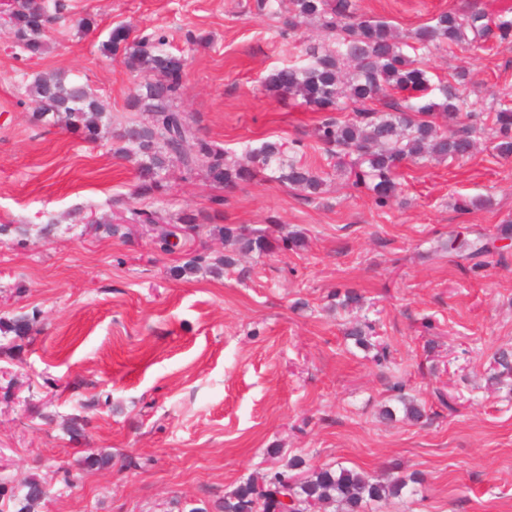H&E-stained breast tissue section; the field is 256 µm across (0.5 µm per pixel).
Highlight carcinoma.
Returning a JSON list of instances; mask_svg holds the SVG:
<instances>
[{"label": "carcinoma", "mask_w": 512, "mask_h": 512, "mask_svg": "<svg viewBox=\"0 0 512 512\" xmlns=\"http://www.w3.org/2000/svg\"><path fill=\"white\" fill-rule=\"evenodd\" d=\"M288 29L307 19L319 21L332 38L318 44L301 42L305 57L301 64L270 70L262 87L278 98H293L326 117L316 128L328 165L347 177L357 190L365 189L375 204L384 207L398 195V169L407 162L422 163L435 157L455 160L468 157L474 141L450 127L472 116L452 90L463 84L467 72L455 71L450 81L435 84L425 66L424 54L443 45L452 46L512 38V19L493 23L477 9L465 14L448 10L431 22L399 39L392 25L357 14L354 0H288ZM51 20L46 0H28L14 10L7 25L14 47L28 60L45 52L44 32ZM166 35L152 32L130 37L124 27L112 30L102 49L120 55L140 81L127 99L134 112H147L150 122L127 121L113 132L115 153L132 161L136 169L133 196L164 201L169 186L167 172L176 166L191 177L199 172L217 187L233 190L268 174L315 199L323 192V171L303 159L301 146L291 142L265 141L245 150L244 159L230 156L220 143L198 134L187 114L180 109L185 60L160 49ZM17 94L37 105L35 122L44 127L61 125L84 140L94 142L105 126L104 108L98 96L80 82L56 71L40 72L22 81ZM384 101L387 110L370 104ZM352 109L354 116L340 120L334 112ZM492 130L500 156H512V104L498 103ZM224 197L211 199L207 210L187 205L176 212L127 205L110 219H96L111 236H123L126 224H156L159 248L174 247L170 237H188L205 224L213 235L234 246L241 255H264L272 240L266 231L224 223ZM450 251L481 254L484 247L458 236L448 238ZM31 321L20 315L0 320V333L23 339ZM490 379L497 382L512 375V350L495 353ZM304 461L291 458L281 468L267 471L256 481L247 479L218 501L220 512H312L336 504L344 512H363L364 505L386 497H399L408 486L405 478L386 477L325 465L303 474ZM44 482L32 476L18 490L0 486V497H8L13 512H33L42 498Z\"/></svg>", "instance_id": "obj_1"}]
</instances>
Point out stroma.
Returning a JSON list of instances; mask_svg holds the SVG:
<instances>
[{"label":"stroma","mask_w":512,"mask_h":512,"mask_svg":"<svg viewBox=\"0 0 512 512\" xmlns=\"http://www.w3.org/2000/svg\"><path fill=\"white\" fill-rule=\"evenodd\" d=\"M358 14L407 31L440 12L479 8L512 19V0H355ZM94 15L91 29L79 27ZM257 0H65L27 61L0 32V318L34 314L26 338L0 334V483L40 477L34 512H212L247 478L288 458L370 475L399 463L414 492L371 512H512V379L489 382L512 348V245L474 265L440 245L448 236H499L512 225V157H501L483 115L512 98V41L432 51L439 78L465 69L456 93L477 142L462 160L406 164L399 199L376 206L330 174L321 198L258 179L224 195V221L266 230L263 256L212 273L225 252L209 227L164 253L149 228L127 237L96 229L114 201L131 203V162L110 135L90 143L43 128L18 102L21 75L59 71L88 84L114 129L139 81L100 46L117 26L167 32L186 63L182 109L201 134L245 144L299 141L326 168L320 113L277 100L260 80L295 60L296 38ZM202 35L201 45L184 34ZM164 207H206L220 194L204 175H168ZM297 233L303 246L282 247ZM200 254L187 278L169 269ZM357 290L341 309L336 293ZM371 332V348L346 331ZM426 410L404 419L402 399ZM448 406H441V399ZM393 420L381 418L384 408ZM88 420L72 438L75 416ZM108 454L105 468L88 457Z\"/></svg>","instance_id":"stroma-1"}]
</instances>
